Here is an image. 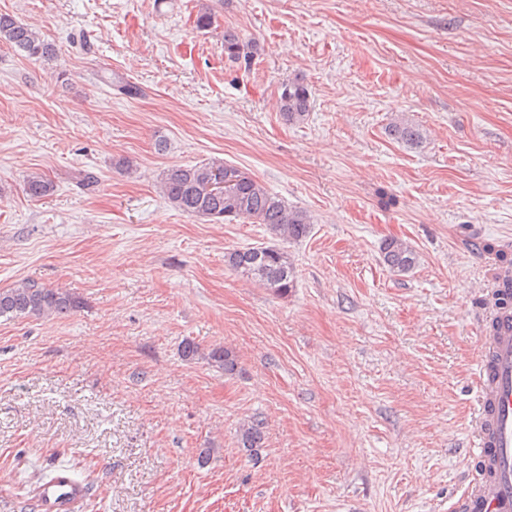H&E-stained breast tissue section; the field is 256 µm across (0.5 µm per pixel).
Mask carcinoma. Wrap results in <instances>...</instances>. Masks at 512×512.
Instances as JSON below:
<instances>
[{"label":"carcinoma","mask_w":512,"mask_h":512,"mask_svg":"<svg viewBox=\"0 0 512 512\" xmlns=\"http://www.w3.org/2000/svg\"><path fill=\"white\" fill-rule=\"evenodd\" d=\"M0 43L23 57L37 61L54 55V48L32 25L8 13H0ZM253 45L238 33L224 31V55L231 61H249ZM278 109L293 124L303 122L310 111V90L303 79L295 77L281 83ZM388 135L408 146L423 141L419 127L404 117L392 118ZM25 193L32 199L53 194L54 182L40 172L29 173L24 180ZM161 192L175 210L205 221L243 220L263 224L275 239L299 241L311 232V218L306 211L288 207L284 200L271 193L253 175L239 167L219 161L174 166L167 170L160 185ZM380 258L391 272H410L418 263L416 251L406 242L387 238L380 248ZM225 263L239 277L252 281L274 294L284 296L296 285V268L288 252L273 243L234 249L225 254ZM80 302L73 293L62 288H46L34 282H20L0 289V317L48 318L67 315ZM209 359L226 374L237 370L235 355L227 349H214ZM264 431L258 420L239 428V443L249 452L262 447Z\"/></svg>","instance_id":"obj_1"}]
</instances>
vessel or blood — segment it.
<instances>
[{
	"label": "vessel or blood",
	"instance_id": "1",
	"mask_svg": "<svg viewBox=\"0 0 512 512\" xmlns=\"http://www.w3.org/2000/svg\"><path fill=\"white\" fill-rule=\"evenodd\" d=\"M474 438L484 473L468 484L454 512H512V322L505 319L481 359ZM83 495V486L61 472L41 486L40 508L68 512Z\"/></svg>",
	"mask_w": 512,
	"mask_h": 512
}]
</instances>
